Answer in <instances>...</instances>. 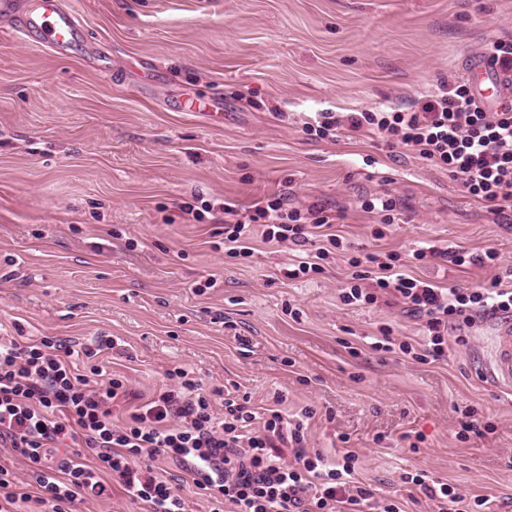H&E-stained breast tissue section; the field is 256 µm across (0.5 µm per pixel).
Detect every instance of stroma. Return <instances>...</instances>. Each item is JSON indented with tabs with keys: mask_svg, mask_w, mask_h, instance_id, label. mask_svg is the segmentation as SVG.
Segmentation results:
<instances>
[{
	"mask_svg": "<svg viewBox=\"0 0 512 512\" xmlns=\"http://www.w3.org/2000/svg\"><path fill=\"white\" fill-rule=\"evenodd\" d=\"M26 2L0 0V329L120 339L125 357L98 362L143 398L176 365L209 389L239 383L260 407L283 392L285 410L316 411L308 448L355 451L360 480L406 512L428 508L401 481L418 469L497 507L512 497V394L483 370L494 319L443 361L352 356L351 336L385 324L416 342L421 323L396 307L343 305V265L291 281L281 273L291 250L259 239L251 261L226 258L223 223L181 210L283 192L297 206L343 209L357 248L371 223L359 198L388 190L405 213L386 248L500 253L496 267L445 263L415 276L489 284L512 268V227L447 171L368 136L311 140L302 124L313 112L406 104L439 78L465 77L487 43L512 38V0H76L102 51L95 66L17 37L9 19ZM466 402L493 429L464 442L454 408ZM409 431L423 435L418 449L401 441Z\"/></svg>",
	"mask_w": 512,
	"mask_h": 512,
	"instance_id": "obj_1",
	"label": "stroma"
}]
</instances>
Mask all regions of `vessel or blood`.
I'll list each match as a JSON object with an SVG mask.
<instances>
[{
	"instance_id": "1",
	"label": "vessel or blood",
	"mask_w": 512,
	"mask_h": 512,
	"mask_svg": "<svg viewBox=\"0 0 512 512\" xmlns=\"http://www.w3.org/2000/svg\"><path fill=\"white\" fill-rule=\"evenodd\" d=\"M21 38H35L37 45L65 54L81 49L82 26L73 0H29L25 19L17 27ZM473 71L478 100L495 110L499 99L512 91V82L480 56ZM489 377L497 387L512 391V323L497 327L491 344Z\"/></svg>"
}]
</instances>
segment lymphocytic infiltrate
<instances>
[{
    "mask_svg": "<svg viewBox=\"0 0 512 512\" xmlns=\"http://www.w3.org/2000/svg\"><path fill=\"white\" fill-rule=\"evenodd\" d=\"M303 131L331 141L375 135L389 148L413 151L446 169L463 193L497 219L512 221L511 100L488 112L467 84L441 79L424 100L322 112ZM220 210L227 257L251 258L259 237L288 246L294 257L283 274L304 280L342 256L351 268L340 293L343 305H397L422 319V341L394 342L384 327L372 337V350L419 363L440 361L449 345H469L466 331L478 319L512 318V288L501 280L444 287L405 273L391 252L347 255L327 204L303 209L278 197L247 208L227 202ZM311 243L315 252H306ZM412 258L466 269L497 265L499 253L429 243L414 249ZM75 352L45 336L22 341L0 334V443L24 467L19 473L0 466V512H16L18 504L34 498L33 487L47 512H77L116 487L146 512H190L179 492L153 476L152 463L160 458L178 464L210 502L231 504L234 512H403L398 501L376 498L357 481L355 452L336 460L306 448L310 407L290 415L278 408L257 411L245 395L228 392L219 400L182 365L166 370L163 386L139 403L126 377L107 375L96 365L80 373ZM122 400L136 406L120 424L112 407ZM88 449L94 453L90 464L84 460ZM402 481L436 512H492L489 499L470 498L426 471L404 474Z\"/></svg>",
    "mask_w": 512,
    "mask_h": 512,
    "instance_id": "obj_1",
    "label": "lymphocytic infiltrate"
}]
</instances>
